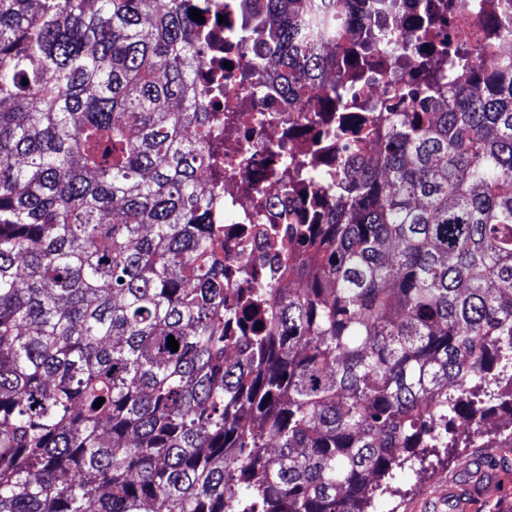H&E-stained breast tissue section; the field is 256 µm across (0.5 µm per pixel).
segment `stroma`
I'll return each mask as SVG.
<instances>
[{"instance_id": "1", "label": "stroma", "mask_w": 512, "mask_h": 512, "mask_svg": "<svg viewBox=\"0 0 512 512\" xmlns=\"http://www.w3.org/2000/svg\"><path fill=\"white\" fill-rule=\"evenodd\" d=\"M511 424L512 415L496 409L475 430L474 447L396 470L391 485L399 494L383 498L382 512H512V459L503 437Z\"/></svg>"}]
</instances>
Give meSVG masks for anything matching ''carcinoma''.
<instances>
[{"instance_id": "cac0c4a2", "label": "carcinoma", "mask_w": 512, "mask_h": 512, "mask_svg": "<svg viewBox=\"0 0 512 512\" xmlns=\"http://www.w3.org/2000/svg\"><path fill=\"white\" fill-rule=\"evenodd\" d=\"M188 2L0 0V512H376L512 414V72L440 42L448 103L378 113L278 272L226 288ZM233 5L302 105L336 68L306 23L383 7Z\"/></svg>"}]
</instances>
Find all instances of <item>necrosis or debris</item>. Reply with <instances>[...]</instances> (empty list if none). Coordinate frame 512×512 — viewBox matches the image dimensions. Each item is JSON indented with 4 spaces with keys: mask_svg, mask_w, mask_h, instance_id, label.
<instances>
[{
    "mask_svg": "<svg viewBox=\"0 0 512 512\" xmlns=\"http://www.w3.org/2000/svg\"><path fill=\"white\" fill-rule=\"evenodd\" d=\"M193 7L204 17L196 30L206 46L198 106L207 114L211 142L224 147L214 166L202 171L201 182L211 191L206 221L223 227L228 288L244 272L273 269L269 232L287 224L289 212L298 208L288 191V169L267 144H284L288 155L307 159L315 177L310 192L329 203L337 182L374 155L372 113L388 103H411L410 88L429 62L427 44L449 41L487 70L512 65V0H397L396 8L375 16L376 75L355 91L360 110L336 109L320 89L301 112L250 77L251 62L266 47L250 37L237 15L225 13L222 0H195ZM406 43L416 50L403 68H395L391 56Z\"/></svg>",
    "mask_w": 512,
    "mask_h": 512,
    "instance_id": "4bbe7bcc",
    "label": "necrosis or debris"
}]
</instances>
